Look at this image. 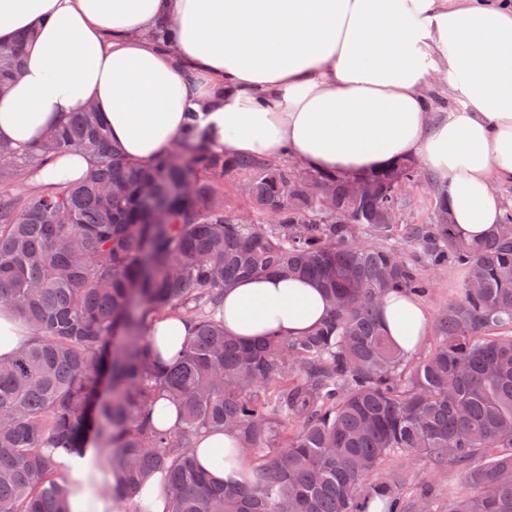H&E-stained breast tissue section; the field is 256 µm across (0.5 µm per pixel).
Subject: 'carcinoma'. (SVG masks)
<instances>
[{
    "label": "carcinoma",
    "mask_w": 512,
    "mask_h": 512,
    "mask_svg": "<svg viewBox=\"0 0 512 512\" xmlns=\"http://www.w3.org/2000/svg\"><path fill=\"white\" fill-rule=\"evenodd\" d=\"M24 40L0 47V89L21 75ZM81 179L36 187L30 174L73 152ZM248 175L255 218L224 207L223 180ZM351 178L215 150L193 123L149 164L126 158L95 111L75 112L22 152L0 146V307L31 327L29 343L0 365V512H67L61 454L95 441L110 462L111 495L132 512L160 475L165 512H408L390 455L423 451L466 472L469 494L448 512H512V208L481 240L440 216L435 192L416 228L431 268L464 277L440 322L441 340L415 366L389 341L379 303L423 296L431 278L387 237L405 192L425 181L414 159ZM347 223H336V215ZM280 273L316 282L328 317L301 336L244 343L224 334V289ZM183 316L194 332L162 365L144 336L149 317ZM179 406L172 429L153 406ZM300 427L286 435L283 424ZM234 434L259 461L253 480L217 484L195 459L204 431Z\"/></svg>",
    "instance_id": "carcinoma-1"
}]
</instances>
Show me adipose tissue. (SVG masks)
<instances>
[{"instance_id":"ef3b65f1","label":"adipose tissue","mask_w":512,"mask_h":512,"mask_svg":"<svg viewBox=\"0 0 512 512\" xmlns=\"http://www.w3.org/2000/svg\"><path fill=\"white\" fill-rule=\"evenodd\" d=\"M171 23V48L151 33ZM33 35L21 75L0 98V143L39 142L65 114L95 105L131 160L171 149L196 112L215 148L357 176L417 158L448 185L457 226L484 237L498 223L495 186L512 182V0H0V46ZM446 83L459 103L435 116L424 89ZM310 280L269 274L224 291V331L241 341L301 336L325 319ZM380 318L405 353L429 327L426 307L392 293ZM191 323L174 314L148 334L176 360ZM198 465L246 475L236 437L206 432ZM105 456L69 459V512H120L95 493Z\"/></svg>"}]
</instances>
